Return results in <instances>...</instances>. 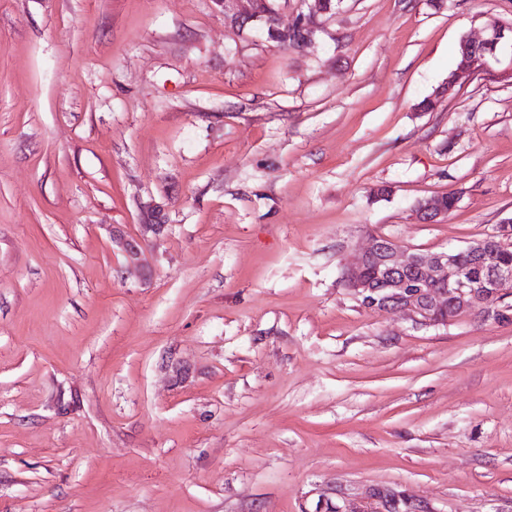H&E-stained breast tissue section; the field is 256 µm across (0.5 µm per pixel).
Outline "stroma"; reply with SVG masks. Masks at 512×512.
Wrapping results in <instances>:
<instances>
[{
    "label": "stroma",
    "instance_id": "1",
    "mask_svg": "<svg viewBox=\"0 0 512 512\" xmlns=\"http://www.w3.org/2000/svg\"><path fill=\"white\" fill-rule=\"evenodd\" d=\"M491 24L512 0H340L287 48L222 0H0V512H512V321L341 282L370 236L512 218V42L448 83ZM437 197L442 201L447 214L454 209L456 197L453 193H445L432 198H426L421 200L419 205L420 210L415 213L419 220L425 223H437L441 222V219L447 216L443 207L439 204ZM164 224H144L141 225V233L137 240L123 239L121 244L128 255L131 262H139L141 254V244L149 239V237L158 238L165 231ZM336 504H333L330 499L323 498V500L330 501L332 510L336 512H388L393 509L392 506L397 507V511L392 512H432L429 504L423 500L417 499L403 491L395 489H374L370 496L362 501H355L348 499L343 493L336 489ZM400 506H403L405 511H402Z\"/></svg>",
    "mask_w": 512,
    "mask_h": 512
}]
</instances>
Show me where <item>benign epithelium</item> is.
<instances>
[{"label":"benign epithelium","instance_id":"obj_1","mask_svg":"<svg viewBox=\"0 0 512 512\" xmlns=\"http://www.w3.org/2000/svg\"><path fill=\"white\" fill-rule=\"evenodd\" d=\"M308 5L309 13H299L288 29L312 28V18L317 5ZM270 0H224V17L243 26L271 14ZM505 38L504 31L492 27L482 39H469L480 49L482 56L464 58L455 73V81L468 77L474 70L489 66L496 59L499 44ZM419 220L437 223L446 217L439 199L426 198L416 211ZM164 224H143L136 240H122V246L131 262L139 261L141 244L149 238L160 237ZM512 248V226L505 225L499 232L463 248L441 252H420L402 247L396 241L372 236L356 261L343 267L344 278L356 297L368 308L390 312H406L415 324L421 326H446L460 315L477 312L483 317L500 321L508 316L509 305L505 300L512 297V266L492 264L474 277L462 263L467 257L482 261L490 255ZM432 512L429 504L403 491L374 489L362 501L347 498L336 492L335 512Z\"/></svg>","mask_w":512,"mask_h":512}]
</instances>
